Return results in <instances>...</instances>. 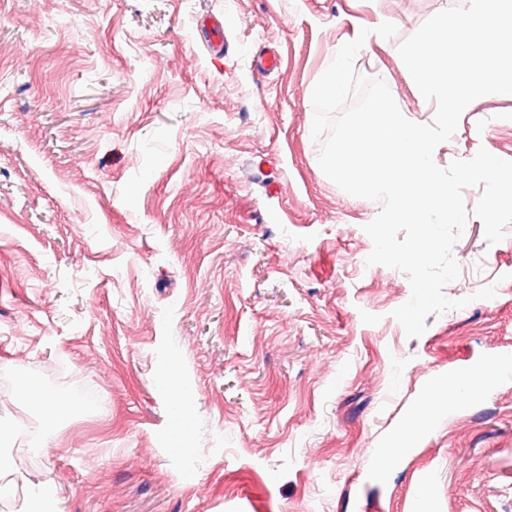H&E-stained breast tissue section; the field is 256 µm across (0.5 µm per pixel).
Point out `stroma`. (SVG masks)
Wrapping results in <instances>:
<instances>
[{
    "label": "stroma",
    "instance_id": "1",
    "mask_svg": "<svg viewBox=\"0 0 512 512\" xmlns=\"http://www.w3.org/2000/svg\"><path fill=\"white\" fill-rule=\"evenodd\" d=\"M466 2L0 0V380L96 394L49 430L0 387L22 463L0 512L46 482L60 512H409L423 472L435 512H512V379L381 469L434 386L512 354V231L491 245L469 217L444 293L470 304L407 337V276L366 263L382 204L332 182L311 134L337 44L382 18L396 35L355 71L432 121L398 47ZM482 147L512 160V100L463 113L436 163Z\"/></svg>",
    "mask_w": 512,
    "mask_h": 512
}]
</instances>
